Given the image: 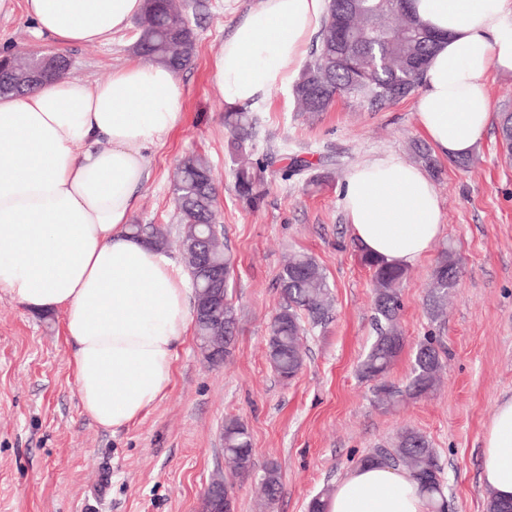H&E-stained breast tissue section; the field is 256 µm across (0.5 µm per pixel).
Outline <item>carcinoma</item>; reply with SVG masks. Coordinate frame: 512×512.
<instances>
[{
    "instance_id": "obj_1",
    "label": "carcinoma",
    "mask_w": 512,
    "mask_h": 512,
    "mask_svg": "<svg viewBox=\"0 0 512 512\" xmlns=\"http://www.w3.org/2000/svg\"><path fill=\"white\" fill-rule=\"evenodd\" d=\"M339 28L359 47L357 57H336ZM419 31L432 34L408 11L405 0H330L311 59L292 85V95L300 110L325 112L338 95L360 99L372 109L406 98L419 87L437 46L435 40L427 47L422 46L417 41ZM196 48L195 29L179 0H146L137 20V56L148 63L165 64L177 73L192 64ZM32 67L33 61L23 51L1 63L0 97L38 86L30 77ZM224 125L231 135L229 153L241 158L234 172L238 198L246 207L256 209L267 194L272 158H244L255 126L252 113L242 107L227 108ZM174 187L181 226L178 242L190 277H195L199 265V256L191 248L197 239L207 241L208 258L224 270V276H230L232 256L221 237L212 231L219 216L214 205L216 187L207 159L196 152L186 154L179 164ZM129 230L134 237L157 248L168 246V234L160 226L131 224ZM360 260L373 271L377 326V336L361 362L360 374L376 382V404L389 410L434 392L440 380L442 359L433 342L422 343L417 347L406 388L397 389L386 382L385 377L404 345L399 312L400 288L407 269L365 251L361 252ZM457 275V260L445 248L434 269L428 294L433 318L443 315ZM279 287L286 302L272 319L266 348L271 367L280 379L287 381L304 364L305 325L325 326L332 315L333 298L322 269L306 253L288 257L279 276ZM235 325L234 308L226 302L219 318L208 324L195 323L196 335L202 344L216 343L231 334ZM359 463H380L407 470L418 481L421 492L433 501V512H447L441 467L435 449L423 433L406 428L399 433L395 446L377 448ZM224 468L234 478H248L254 468L250 434L235 418L224 421ZM258 483L266 501L273 502L281 485L277 465L265 467Z\"/></svg>"
}]
</instances>
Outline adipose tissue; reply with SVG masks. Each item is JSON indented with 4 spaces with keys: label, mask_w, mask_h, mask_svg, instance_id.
<instances>
[{
    "label": "adipose tissue",
    "mask_w": 512,
    "mask_h": 512,
    "mask_svg": "<svg viewBox=\"0 0 512 512\" xmlns=\"http://www.w3.org/2000/svg\"><path fill=\"white\" fill-rule=\"evenodd\" d=\"M327 0H260L214 60L218 95L247 106L287 87L302 66ZM439 35L416 99L436 152L469 154L490 118L489 70L512 73V0H408ZM37 37L103 45L144 0H24ZM181 90L162 65L130 64L99 83L56 80L0 97V290L36 312L62 310L77 392L100 426L142 417L172 381L176 346L193 321L187 280L128 221L150 177L146 150L180 123ZM356 242L407 266L441 235L431 182L396 155L356 167L343 193ZM480 479L512 499V398L488 422ZM404 470L361 465L327 497L325 512H429Z\"/></svg>",
    "instance_id": "adipose-tissue-1"
}]
</instances>
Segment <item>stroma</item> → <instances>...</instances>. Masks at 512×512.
<instances>
[{"label": "stroma", "instance_id": "stroma-1", "mask_svg": "<svg viewBox=\"0 0 512 512\" xmlns=\"http://www.w3.org/2000/svg\"><path fill=\"white\" fill-rule=\"evenodd\" d=\"M197 33L193 63L177 76L182 119L151 149V178L129 221L165 227L166 250L180 262L173 175L180 158H208L217 185L224 243L234 258L229 300L236 337L227 361L213 366L195 335L176 348L166 396L129 427L112 431L83 409L73 368L75 347L62 313H33L0 292V512H200L203 494L224 472L226 419L250 433L256 470L277 464L282 486L266 503L253 479L237 482L234 512H307L309 500L336 484L361 457L391 447L400 430L427 436L443 468L448 512H486L479 479L483 431L498 402L512 396V160L499 118L512 110V74L490 71L488 126L468 166L418 154L428 141L415 97L372 109L343 96L323 113L298 111L290 89L251 105L257 118L254 158L276 157L268 194L255 210L235 190L224 102L213 62L224 40L259 0H183ZM135 26L106 45L67 47L69 79L95 83L134 61ZM25 17L23 0L0 15V51L45 48ZM396 154L423 170L440 203L443 232L409 265L401 290L405 346L387 380L407 384L414 354L430 338L443 371L434 393L385 410L358 364L376 335L372 272L355 251L342 197L359 164ZM298 159L309 165L282 179ZM460 270L446 316L428 310V289L443 248ZM301 251L323 268L334 297L333 319L304 339V365L278 378L265 339L283 299L277 279L288 255Z\"/></svg>", "mask_w": 512, "mask_h": 512}]
</instances>
